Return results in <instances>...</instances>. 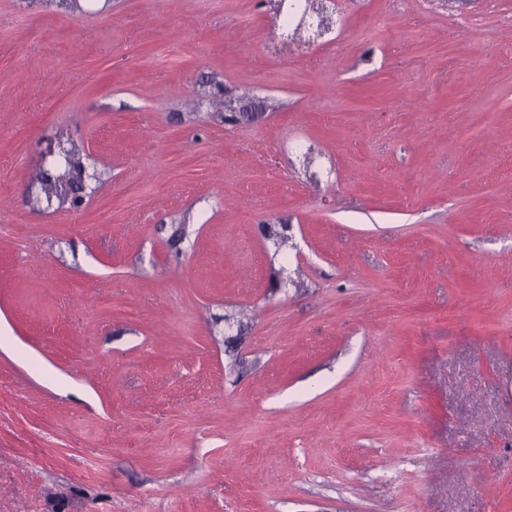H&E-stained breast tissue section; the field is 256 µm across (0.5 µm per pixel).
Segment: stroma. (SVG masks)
I'll return each mask as SVG.
<instances>
[{
	"label": "stroma",
	"mask_w": 512,
	"mask_h": 512,
	"mask_svg": "<svg viewBox=\"0 0 512 512\" xmlns=\"http://www.w3.org/2000/svg\"><path fill=\"white\" fill-rule=\"evenodd\" d=\"M80 3L0 0V512H512V0Z\"/></svg>",
	"instance_id": "1"
}]
</instances>
